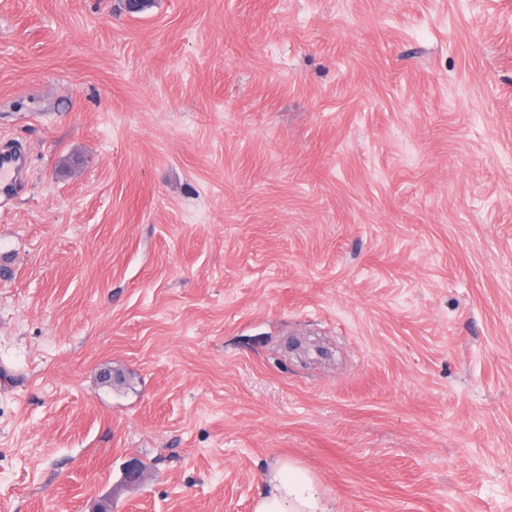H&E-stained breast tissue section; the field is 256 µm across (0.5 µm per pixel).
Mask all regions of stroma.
I'll return each mask as SVG.
<instances>
[{"label": "stroma", "instance_id": "stroma-1", "mask_svg": "<svg viewBox=\"0 0 512 512\" xmlns=\"http://www.w3.org/2000/svg\"><path fill=\"white\" fill-rule=\"evenodd\" d=\"M0 139V512H512V0H0ZM25 173L23 157L8 146V142H1L0 149V192L3 195L11 193L16 184L22 180ZM254 512H333L307 471L288 462L273 469Z\"/></svg>", "mask_w": 512, "mask_h": 512}]
</instances>
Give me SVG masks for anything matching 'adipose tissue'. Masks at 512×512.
Instances as JSON below:
<instances>
[{"label": "adipose tissue", "instance_id": "adipose-tissue-1", "mask_svg": "<svg viewBox=\"0 0 512 512\" xmlns=\"http://www.w3.org/2000/svg\"><path fill=\"white\" fill-rule=\"evenodd\" d=\"M254 512H331L307 471L284 462L273 469Z\"/></svg>", "mask_w": 512, "mask_h": 512}]
</instances>
